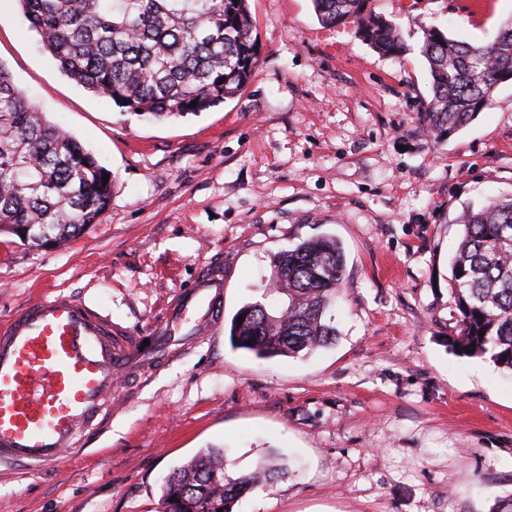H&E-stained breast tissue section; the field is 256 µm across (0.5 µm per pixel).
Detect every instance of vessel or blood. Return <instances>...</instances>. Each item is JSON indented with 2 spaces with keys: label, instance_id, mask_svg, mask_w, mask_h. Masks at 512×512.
<instances>
[{
  "label": "vessel or blood",
  "instance_id": "b4317fda",
  "mask_svg": "<svg viewBox=\"0 0 512 512\" xmlns=\"http://www.w3.org/2000/svg\"><path fill=\"white\" fill-rule=\"evenodd\" d=\"M223 295L221 267L207 269L145 346L69 295L23 307L0 326V467L36 469L74 453L111 417L121 380L216 329Z\"/></svg>",
  "mask_w": 512,
  "mask_h": 512
}]
</instances>
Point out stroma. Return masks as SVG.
Masks as SVG:
<instances>
[{"label":"stroma","mask_w":512,"mask_h":512,"mask_svg":"<svg viewBox=\"0 0 512 512\" xmlns=\"http://www.w3.org/2000/svg\"><path fill=\"white\" fill-rule=\"evenodd\" d=\"M261 58L241 94L145 120L64 76L17 0H0V65L111 172L107 210L61 247L0 235V325L63 292L145 336L214 264L216 333L144 377L81 455L0 470V512H161L165 477L200 450L236 478L286 476L235 512H506L512 372L451 347L458 216L512 193V83L467 128H421L424 27L492 42L512 0H369L409 46L380 53L312 0H248ZM331 235L346 258L335 345L259 359L227 322L271 288V258Z\"/></svg>","instance_id":"35a3bbf8"}]
</instances>
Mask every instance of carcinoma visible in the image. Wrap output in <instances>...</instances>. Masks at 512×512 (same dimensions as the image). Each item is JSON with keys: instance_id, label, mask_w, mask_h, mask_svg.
Masks as SVG:
<instances>
[{"instance_id": "obj_1", "label": "carcinoma", "mask_w": 512, "mask_h": 512, "mask_svg": "<svg viewBox=\"0 0 512 512\" xmlns=\"http://www.w3.org/2000/svg\"><path fill=\"white\" fill-rule=\"evenodd\" d=\"M18 2L66 76L133 114L163 118L219 105L243 90L260 59L248 0ZM367 2L314 5L322 24L351 19L374 49L402 54V32L368 11ZM420 52L431 84V97L422 103L423 129L434 141L462 131L496 88L512 81V26L488 45L458 41L428 26ZM107 174L92 152L27 101L0 66V231L30 247L79 237L109 204L113 178L103 182ZM458 224L462 236L450 264L458 311L455 353L487 358L512 372V195L462 213ZM271 269L279 299L269 304L263 295L240 308L229 327L232 346L270 358L333 344L336 326L329 312L345 270L336 239L322 236L281 251ZM285 474L271 468L230 479L223 452L208 449L168 476L163 512H234L249 490Z\"/></svg>"}]
</instances>
